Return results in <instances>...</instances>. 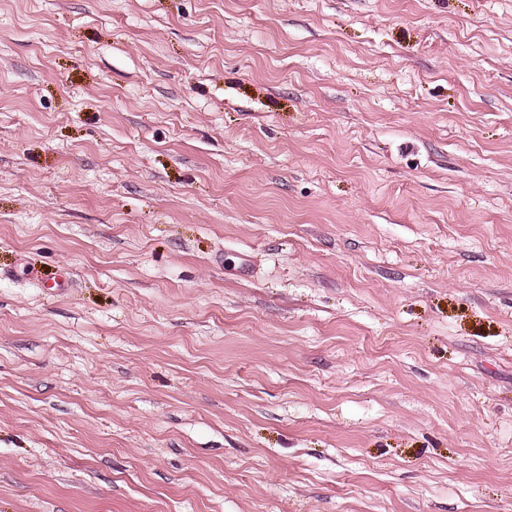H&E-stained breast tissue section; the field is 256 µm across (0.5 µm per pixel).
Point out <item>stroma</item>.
Segmentation results:
<instances>
[{
  "instance_id": "1",
  "label": "stroma",
  "mask_w": 512,
  "mask_h": 512,
  "mask_svg": "<svg viewBox=\"0 0 512 512\" xmlns=\"http://www.w3.org/2000/svg\"><path fill=\"white\" fill-rule=\"evenodd\" d=\"M0 512H512V0H0Z\"/></svg>"
}]
</instances>
